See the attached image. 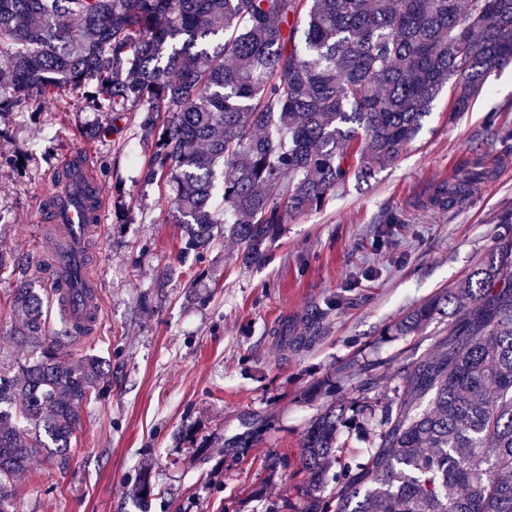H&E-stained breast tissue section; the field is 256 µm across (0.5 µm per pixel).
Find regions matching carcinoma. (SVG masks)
Wrapping results in <instances>:
<instances>
[{"mask_svg": "<svg viewBox=\"0 0 512 512\" xmlns=\"http://www.w3.org/2000/svg\"><path fill=\"white\" fill-rule=\"evenodd\" d=\"M0 114L84 102L137 109L152 144L144 178L174 185L185 252L229 233L257 263L292 217L321 209L414 140L451 84L465 112L512 63V0H0ZM437 186L449 209L481 173ZM0 352V512L14 478L82 429V405L112 379L96 355L64 356L42 326L31 271L15 268ZM446 322L433 353L406 357L378 391L339 369L354 396L327 398L302 437L308 481L268 512H512V233L470 272L389 326ZM375 419L363 461L336 454L339 427ZM330 494H325L326 488Z\"/></svg>", "mask_w": 512, "mask_h": 512, "instance_id": "obj_1", "label": "carcinoma"}]
</instances>
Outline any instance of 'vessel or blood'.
<instances>
[{"label":"vessel or blood","mask_w":512,"mask_h":512,"mask_svg":"<svg viewBox=\"0 0 512 512\" xmlns=\"http://www.w3.org/2000/svg\"><path fill=\"white\" fill-rule=\"evenodd\" d=\"M63 166L70 170L75 183L97 188L96 175L83 154H70ZM46 207L54 226V239L37 259L49 264L52 301L74 339L80 341L96 335L101 326V294L92 287V278L83 263V247L94 228L86 224L84 213L68 195L50 194Z\"/></svg>","instance_id":"obj_1"}]
</instances>
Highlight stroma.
Returning <instances> with one entry per match:
<instances>
[{
  "label": "stroma",
  "instance_id": "stroma-1",
  "mask_svg": "<svg viewBox=\"0 0 512 512\" xmlns=\"http://www.w3.org/2000/svg\"><path fill=\"white\" fill-rule=\"evenodd\" d=\"M488 84L469 111L454 115L442 92L397 161L331 194L323 210L290 218L265 260L253 264L228 236L203 252H181L171 185L142 178L151 148L140 137V113L113 115L104 142L88 136L101 115L77 104L1 116L0 347L9 346L15 320L14 262L32 264L42 320L60 327L47 272L34 264L35 240L43 199L55 189L51 177L79 148L104 192L90 257L102 326L93 339L71 342L67 354L112 362V382L84 404L70 448L17 475V512H266L296 499L307 478L302 432L323 405L316 388L354 358L382 364L405 347L431 355L443 323L399 339L385 329L464 278L505 230L496 218L512 206V64ZM491 119L507 139L487 140ZM489 155L497 166L458 206H431L434 187L459 162ZM387 211L399 223H380ZM318 311L310 347L273 338L281 322L307 335ZM265 417L274 424L260 441L233 448ZM145 472L154 485L146 505L132 494Z\"/></svg>",
  "mask_w": 512,
  "mask_h": 512
}]
</instances>
